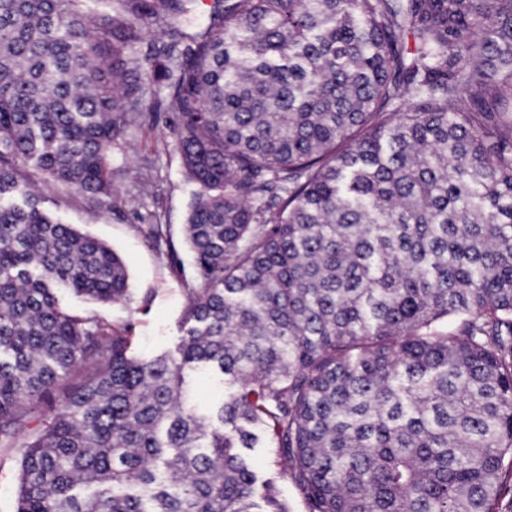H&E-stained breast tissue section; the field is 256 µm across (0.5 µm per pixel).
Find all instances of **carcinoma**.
<instances>
[{
	"instance_id": "carcinoma-1",
	"label": "carcinoma",
	"mask_w": 512,
	"mask_h": 512,
	"mask_svg": "<svg viewBox=\"0 0 512 512\" xmlns=\"http://www.w3.org/2000/svg\"><path fill=\"white\" fill-rule=\"evenodd\" d=\"M0 0V447L17 512H495L512 459V0ZM169 39L137 45L150 20ZM169 112L195 286L173 352L128 300L112 153ZM189 365L217 370L207 414ZM39 422L33 431L27 424ZM251 460L260 478L274 481L281 496L288 500L291 512H307L305 502L299 497L291 481L278 477L279 466L276 465L277 459L273 448H255L251 453Z\"/></svg>"
}]
</instances>
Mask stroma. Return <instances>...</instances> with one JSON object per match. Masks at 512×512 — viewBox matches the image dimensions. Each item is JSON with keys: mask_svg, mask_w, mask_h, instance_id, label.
<instances>
[{"mask_svg": "<svg viewBox=\"0 0 512 512\" xmlns=\"http://www.w3.org/2000/svg\"><path fill=\"white\" fill-rule=\"evenodd\" d=\"M133 142V151L112 155L115 208L89 207L65 186L55 190L48 208L63 223L108 244L129 276L128 303L94 302L62 289L63 305L116 328L130 326L136 354L152 358L173 349L183 334L185 293L194 284L193 257L184 239L194 187L164 116L144 113ZM158 224L166 225V239H156ZM251 460L259 477L274 480L291 512H307L291 481L279 478L273 449H254Z\"/></svg>", "mask_w": 512, "mask_h": 512, "instance_id": "obj_1", "label": "stroma"}]
</instances>
